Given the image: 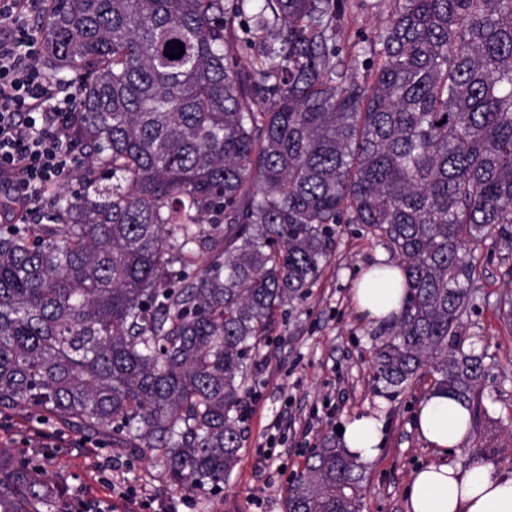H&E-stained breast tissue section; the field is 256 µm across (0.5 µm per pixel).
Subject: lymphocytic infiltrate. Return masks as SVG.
Masks as SVG:
<instances>
[{
  "label": "lymphocytic infiltrate",
  "mask_w": 512,
  "mask_h": 512,
  "mask_svg": "<svg viewBox=\"0 0 512 512\" xmlns=\"http://www.w3.org/2000/svg\"><path fill=\"white\" fill-rule=\"evenodd\" d=\"M44 0H0V197L22 212L78 164L76 96L53 93L39 66Z\"/></svg>",
  "instance_id": "obj_1"
}]
</instances>
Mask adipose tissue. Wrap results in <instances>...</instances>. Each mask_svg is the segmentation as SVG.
<instances>
[{"label":"adipose tissue","instance_id":"adipose-tissue-1","mask_svg":"<svg viewBox=\"0 0 512 512\" xmlns=\"http://www.w3.org/2000/svg\"><path fill=\"white\" fill-rule=\"evenodd\" d=\"M407 295L401 270L389 264L367 268L354 288L357 311L369 320L398 315ZM414 420L439 458L414 472L407 512H512V473L500 472L479 458L465 466L448 460L470 436L466 405L452 395L432 393L422 400ZM383 428L374 416L353 419L343 431L346 451L357 460H371L383 441Z\"/></svg>","mask_w":512,"mask_h":512}]
</instances>
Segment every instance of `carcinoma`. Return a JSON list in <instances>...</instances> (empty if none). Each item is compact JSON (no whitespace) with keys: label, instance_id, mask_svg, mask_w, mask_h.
Here are the masks:
<instances>
[{"label":"carcinoma","instance_id":"obj_1","mask_svg":"<svg viewBox=\"0 0 512 512\" xmlns=\"http://www.w3.org/2000/svg\"><path fill=\"white\" fill-rule=\"evenodd\" d=\"M46 2L87 161L46 223L0 225V410L119 435L180 490L224 482L248 357L362 224L409 289L378 381L429 367L477 414L480 358L455 349L474 247L512 250V0ZM366 6L383 23L347 48ZM363 480L327 435L286 512H360ZM57 507L0 453V512Z\"/></svg>","mask_w":512,"mask_h":512}]
</instances>
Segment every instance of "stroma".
<instances>
[{"instance_id":"1","label":"stroma","mask_w":512,"mask_h":512,"mask_svg":"<svg viewBox=\"0 0 512 512\" xmlns=\"http://www.w3.org/2000/svg\"><path fill=\"white\" fill-rule=\"evenodd\" d=\"M477 280L458 331L465 347L482 353L483 414L453 458L480 457L512 472V252L485 244L477 250ZM393 261L387 240L359 224L336 229V251L306 298L278 312L267 339L249 360L239 462L219 486L196 493L174 489L159 467L109 436L19 406L0 419V451L39 465L61 501L93 495L104 512H126L120 493L131 490L140 512H286L288 487L325 435L358 415H380L385 439L364 464L360 512H407L414 471L436 452L418 433L417 405L432 375L394 395L375 380L374 346L389 328L356 311L353 288L379 259Z\"/></svg>"}]
</instances>
